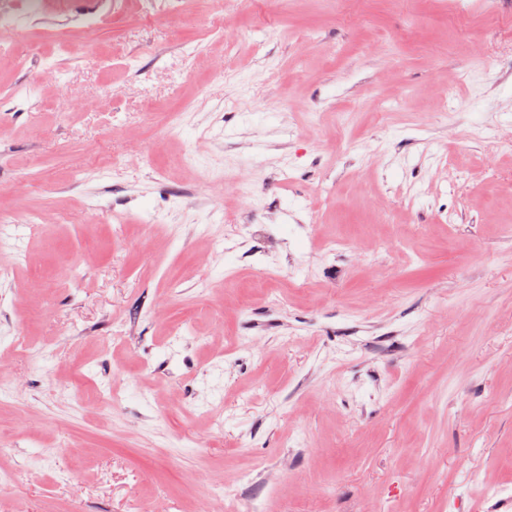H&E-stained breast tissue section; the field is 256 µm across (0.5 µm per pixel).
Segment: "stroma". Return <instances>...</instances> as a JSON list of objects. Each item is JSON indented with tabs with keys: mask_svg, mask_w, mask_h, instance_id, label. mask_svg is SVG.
I'll list each match as a JSON object with an SVG mask.
<instances>
[{
	"mask_svg": "<svg viewBox=\"0 0 512 512\" xmlns=\"http://www.w3.org/2000/svg\"><path fill=\"white\" fill-rule=\"evenodd\" d=\"M458 5L129 0L86 34L97 0H71L17 30L0 512H232L214 490L243 472L273 512H512V0Z\"/></svg>",
	"mask_w": 512,
	"mask_h": 512,
	"instance_id": "stroma-1",
	"label": "stroma"
}]
</instances>
